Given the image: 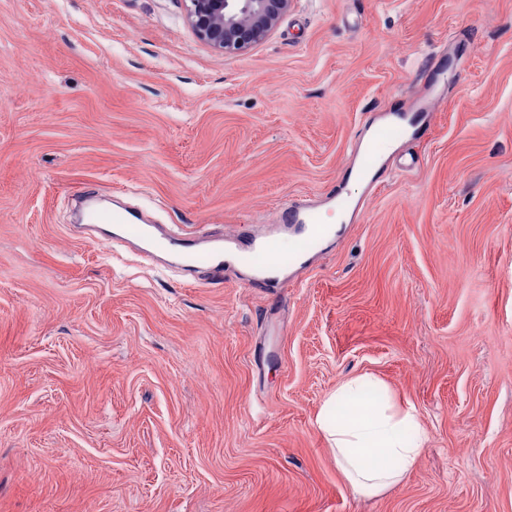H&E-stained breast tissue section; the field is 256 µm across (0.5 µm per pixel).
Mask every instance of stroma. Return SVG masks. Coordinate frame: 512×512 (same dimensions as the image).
Instances as JSON below:
<instances>
[{
	"label": "stroma",
	"mask_w": 512,
	"mask_h": 512,
	"mask_svg": "<svg viewBox=\"0 0 512 512\" xmlns=\"http://www.w3.org/2000/svg\"><path fill=\"white\" fill-rule=\"evenodd\" d=\"M435 64L429 134L350 186ZM91 183L211 234L362 208L273 295L110 250ZM358 375L428 435L378 494L314 427ZM0 512H512V0H293L243 55L183 0H0Z\"/></svg>",
	"instance_id": "35a3bbf8"
}]
</instances>
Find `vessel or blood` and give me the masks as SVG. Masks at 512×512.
I'll use <instances>...</instances> for the list:
<instances>
[{
	"label": "vessel or blood",
	"instance_id": "1",
	"mask_svg": "<svg viewBox=\"0 0 512 512\" xmlns=\"http://www.w3.org/2000/svg\"><path fill=\"white\" fill-rule=\"evenodd\" d=\"M434 102L421 100L404 112L381 113L372 124V140L359 149L353 166L365 184L373 185L382 168L379 142L394 143L407 137L420 138L431 129ZM86 205L84 219L89 228L111 225L114 235L110 244H125L129 236L146 238L140 256L151 264H166L186 273L205 271L208 281L223 280L228 267L247 269L246 284L251 288H280L285 284L279 275L285 262L277 244L287 238L294 259L317 255L328 234V227L321 221L323 210L345 205L346 200L337 192H328L313 203L288 202L280 208L277 221L263 233L244 231L221 239L163 234L147 223L142 213L130 207L107 208L96 205L97 190L84 187L81 192Z\"/></svg>",
	"mask_w": 512,
	"mask_h": 512
}]
</instances>
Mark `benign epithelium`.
<instances>
[{
  "mask_svg": "<svg viewBox=\"0 0 512 512\" xmlns=\"http://www.w3.org/2000/svg\"><path fill=\"white\" fill-rule=\"evenodd\" d=\"M292 0H185L196 38L226 54H245L266 40Z\"/></svg>",
  "mask_w": 512,
  "mask_h": 512,
  "instance_id": "benign-epithelium-1",
  "label": "benign epithelium"
}]
</instances>
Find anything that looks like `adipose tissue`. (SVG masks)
<instances>
[{"mask_svg": "<svg viewBox=\"0 0 512 512\" xmlns=\"http://www.w3.org/2000/svg\"><path fill=\"white\" fill-rule=\"evenodd\" d=\"M367 384L362 376L339 384L315 425L352 491L375 494L415 467L425 435L413 409L399 411L363 400Z\"/></svg>", "mask_w": 512, "mask_h": 512, "instance_id": "1", "label": "adipose tissue"}]
</instances>
